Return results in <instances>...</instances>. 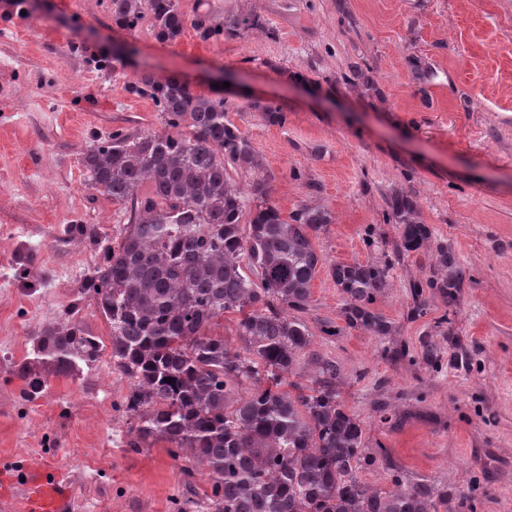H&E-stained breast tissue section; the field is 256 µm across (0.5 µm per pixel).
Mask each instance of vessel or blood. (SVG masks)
Returning <instances> with one entry per match:
<instances>
[{
    "instance_id": "b4317fda",
    "label": "vessel or blood",
    "mask_w": 512,
    "mask_h": 512,
    "mask_svg": "<svg viewBox=\"0 0 512 512\" xmlns=\"http://www.w3.org/2000/svg\"><path fill=\"white\" fill-rule=\"evenodd\" d=\"M7 484L0 501L15 512H71L75 489L49 463L21 462L0 469Z\"/></svg>"
}]
</instances>
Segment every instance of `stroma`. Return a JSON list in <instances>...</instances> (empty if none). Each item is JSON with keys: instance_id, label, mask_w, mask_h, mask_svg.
<instances>
[{"instance_id": "35a3bbf8", "label": "stroma", "mask_w": 512, "mask_h": 512, "mask_svg": "<svg viewBox=\"0 0 512 512\" xmlns=\"http://www.w3.org/2000/svg\"><path fill=\"white\" fill-rule=\"evenodd\" d=\"M107 3L27 0L20 14L0 0V455L37 449L74 483L75 512H175L188 496L167 443L126 448L130 381L109 354L35 395L15 372L68 312L109 338L81 294L98 246L76 228L116 241L130 211L89 189L80 155L118 129L164 130L153 101L128 90L150 72L227 100L260 162L231 170L235 184L265 177L283 213L332 212L303 314L312 346L289 379L311 388L335 364L375 458L360 480L386 491L397 471L447 494L440 512H512V0H176L190 25L173 41L120 28ZM196 19L238 25L206 39ZM398 193L416 200L426 249L397 254ZM441 246L468 279L452 301L426 290L414 315L411 285L430 277ZM387 260L376 306L389 333L349 328L329 265ZM26 264L35 284L18 277Z\"/></svg>"}]
</instances>
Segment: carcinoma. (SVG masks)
Masks as SVG:
<instances>
[{"label":"carcinoma","mask_w":512,"mask_h":512,"mask_svg":"<svg viewBox=\"0 0 512 512\" xmlns=\"http://www.w3.org/2000/svg\"><path fill=\"white\" fill-rule=\"evenodd\" d=\"M109 7L119 26L134 30L147 21L162 41L188 25L176 0H109ZM131 91L152 98L167 131L116 130L93 140L80 159L91 190L131 204L123 236L101 249L82 288L110 325L112 370L131 380L121 404L134 420L127 447L171 444L173 459L192 462L182 468L186 485L198 471L210 479L206 512H438L422 481L395 474L386 492L361 482L359 466L374 458L365 454L361 421L338 400L336 365L323 363L307 393L286 382L313 338L289 311L310 303L319 264L313 239L333 223L331 213L302 204L285 217L263 179L252 182L255 207L245 209L226 166L251 168L255 152L227 120L224 97L148 72ZM145 183L150 192L140 197ZM390 212L404 251L428 242L431 230L408 197H393ZM439 264L444 277L412 284L418 313L424 289L451 298L467 276L445 249ZM390 268L388 261L331 265L349 327L388 332L374 304ZM230 311L240 315L242 353L204 333ZM102 348L70 316L32 341L16 371L38 393L53 373L82 372ZM247 383L254 384L248 395L232 400Z\"/></svg>","instance_id":"obj_1"}]
</instances>
